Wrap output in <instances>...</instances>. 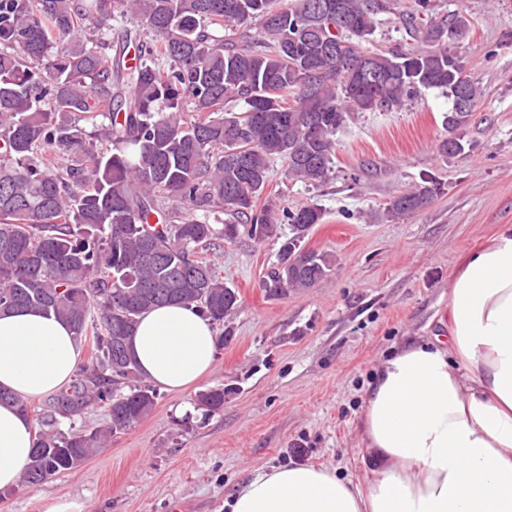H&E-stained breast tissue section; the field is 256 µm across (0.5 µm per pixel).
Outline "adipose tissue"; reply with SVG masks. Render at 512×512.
Returning a JSON list of instances; mask_svg holds the SVG:
<instances>
[{"label": "adipose tissue", "mask_w": 512, "mask_h": 512, "mask_svg": "<svg viewBox=\"0 0 512 512\" xmlns=\"http://www.w3.org/2000/svg\"><path fill=\"white\" fill-rule=\"evenodd\" d=\"M447 336L408 341L384 360L360 420L364 480L313 465L257 470L226 512H512V225L453 277ZM141 374L183 393L212 370L216 332L193 306L142 315ZM82 363L72 328L32 309L0 314V390L21 400L61 388ZM33 429L0 405V489L29 461Z\"/></svg>", "instance_id": "adipose-tissue-1"}]
</instances>
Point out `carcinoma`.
<instances>
[{"instance_id":"cac0c4a2","label":"carcinoma","mask_w":512,"mask_h":512,"mask_svg":"<svg viewBox=\"0 0 512 512\" xmlns=\"http://www.w3.org/2000/svg\"><path fill=\"white\" fill-rule=\"evenodd\" d=\"M314 2L0 0V312L51 313L91 346L40 406L0 391V404L34 416L26 486L80 466L153 410L155 388L120 355L143 313L194 305L217 325L234 313L237 295L201 257L218 236L264 241L288 225L262 283L270 298L327 275L328 255L302 245L323 211L277 206L274 160L293 180L321 183L353 114L398 109L426 89L451 100L440 150L465 151L457 131L483 96L452 46L468 15L415 0L402 40L423 46L368 51L395 0H327L329 14ZM127 15L149 34L130 59V35L112 41V21ZM253 26L258 39L246 35ZM99 117L101 148L80 125ZM421 181L390 201L388 217L431 201L437 181ZM225 395L214 387L198 402L217 412ZM97 408L106 426L58 430Z\"/></svg>"}]
</instances>
